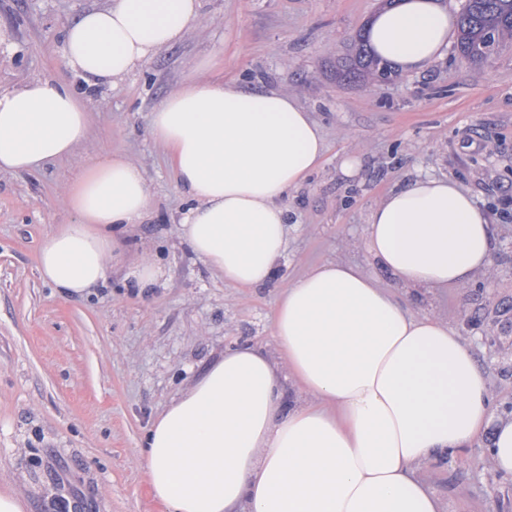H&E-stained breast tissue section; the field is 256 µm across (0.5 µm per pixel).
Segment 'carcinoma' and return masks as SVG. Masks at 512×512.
<instances>
[{"mask_svg":"<svg viewBox=\"0 0 512 512\" xmlns=\"http://www.w3.org/2000/svg\"><path fill=\"white\" fill-rule=\"evenodd\" d=\"M512 34V0H465L459 15L457 48L472 62H481L494 54L498 38ZM340 76L349 79L372 77L386 81L392 67L371 51L365 30H360L354 52L341 61Z\"/></svg>","mask_w":512,"mask_h":512,"instance_id":"cac0c4a2","label":"carcinoma"}]
</instances>
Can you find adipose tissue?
<instances>
[{"instance_id":"1","label":"adipose tissue","mask_w":512,"mask_h":512,"mask_svg":"<svg viewBox=\"0 0 512 512\" xmlns=\"http://www.w3.org/2000/svg\"><path fill=\"white\" fill-rule=\"evenodd\" d=\"M200 0H110L68 25L69 66L86 87L116 84L180 42ZM455 17L436 0H393L367 26L401 73L430 66ZM90 114L68 82L0 89V173L38 172L74 156ZM186 200L181 243L226 284L268 283L288 247L284 198L320 164L325 139L295 97L246 83L188 79L152 112ZM74 215L48 232L39 271L65 299L124 269L136 294L162 285L163 264L129 263L123 238L151 216L141 165L124 155L81 167ZM375 260L404 284L462 287L487 267L488 219L457 180L425 177L390 191L366 226ZM279 369L254 345L224 349L150 424L141 449L166 512H440L420 465L492 431L495 469L512 475V418L495 415L474 355L447 323L407 313L360 266L321 262L289 284L273 311ZM315 396L285 410L287 379Z\"/></svg>"}]
</instances>
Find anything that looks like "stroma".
<instances>
[{"instance_id":"35a3bbf8","label":"stroma","mask_w":512,"mask_h":512,"mask_svg":"<svg viewBox=\"0 0 512 512\" xmlns=\"http://www.w3.org/2000/svg\"><path fill=\"white\" fill-rule=\"evenodd\" d=\"M109 0H0V87L61 77L63 32ZM381 0H202L201 24L111 87L89 92L88 138L39 172L0 174V484L33 512H164L141 462L151 419L224 348L251 343L271 356L276 300L318 262L360 265L415 315L449 323L470 346L495 408L512 412V40L474 63L449 44L420 72L391 80L337 73ZM294 95L321 126L318 168L284 201L286 258L259 288L224 283L175 235L185 199L150 115L190 75ZM123 153L145 170L151 223L130 256L159 251L164 287L140 297L122 270L98 295L66 300L38 270L44 235L71 221L65 189L80 165ZM357 154L346 175L343 158ZM470 189L496 237L472 285L404 286L372 257L366 226L391 190L420 177ZM482 434L454 458L419 469L442 512H512V476L498 473Z\"/></svg>"}]
</instances>
